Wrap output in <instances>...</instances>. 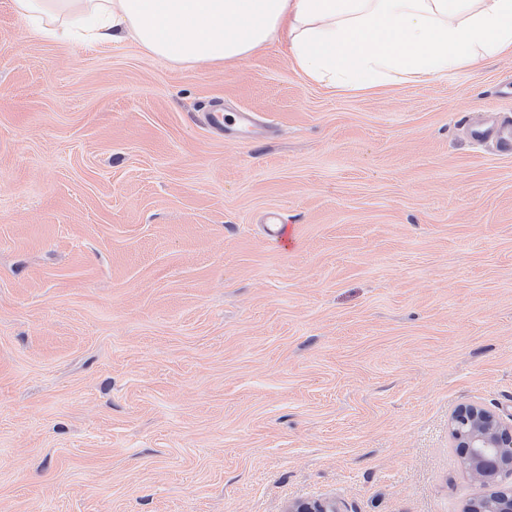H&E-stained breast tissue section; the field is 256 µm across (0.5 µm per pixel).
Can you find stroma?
<instances>
[{
    "instance_id": "35a3bbf8",
    "label": "stroma",
    "mask_w": 512,
    "mask_h": 512,
    "mask_svg": "<svg viewBox=\"0 0 512 512\" xmlns=\"http://www.w3.org/2000/svg\"><path fill=\"white\" fill-rule=\"evenodd\" d=\"M506 120L512 57L340 93L0 0V512H463L448 421L512 413V155L468 133ZM265 235L267 240L277 247L284 249L291 247L289 226L276 212H270L267 216ZM286 512H343V510L335 500L315 499L291 502Z\"/></svg>"
}]
</instances>
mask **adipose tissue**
I'll use <instances>...</instances> for the list:
<instances>
[{"label": "adipose tissue", "instance_id": "adipose-tissue-1", "mask_svg": "<svg viewBox=\"0 0 512 512\" xmlns=\"http://www.w3.org/2000/svg\"><path fill=\"white\" fill-rule=\"evenodd\" d=\"M63 43L133 40L179 65L232 62L287 39L294 66L339 92L429 82L512 54V0H12Z\"/></svg>", "mask_w": 512, "mask_h": 512}]
</instances>
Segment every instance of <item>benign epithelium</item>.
I'll return each instance as SVG.
<instances>
[{"mask_svg": "<svg viewBox=\"0 0 512 512\" xmlns=\"http://www.w3.org/2000/svg\"><path fill=\"white\" fill-rule=\"evenodd\" d=\"M449 432L465 471L483 489L465 512H512V416L504 419L480 405L461 407ZM286 512H343L334 500L294 501Z\"/></svg>", "mask_w": 512, "mask_h": 512, "instance_id": "7a95c632", "label": "benign epithelium"}]
</instances>
